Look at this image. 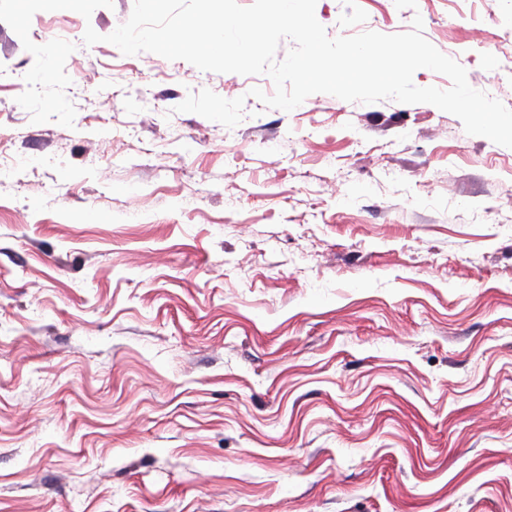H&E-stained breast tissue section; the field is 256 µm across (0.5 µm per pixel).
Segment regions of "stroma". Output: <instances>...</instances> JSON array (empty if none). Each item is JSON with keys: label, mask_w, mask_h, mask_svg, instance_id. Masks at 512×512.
<instances>
[{"label": "stroma", "mask_w": 512, "mask_h": 512, "mask_svg": "<svg viewBox=\"0 0 512 512\" xmlns=\"http://www.w3.org/2000/svg\"><path fill=\"white\" fill-rule=\"evenodd\" d=\"M61 38L73 128L0 22V512H512V148L428 103L266 107L265 75ZM512 109V0H317ZM492 39L478 44L474 29ZM244 97L227 128L177 112Z\"/></svg>", "instance_id": "1"}]
</instances>
